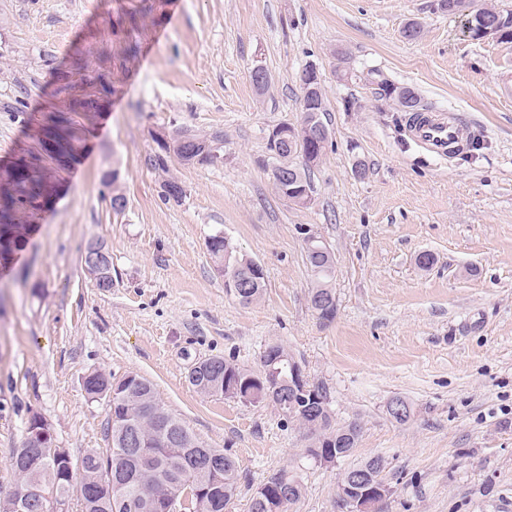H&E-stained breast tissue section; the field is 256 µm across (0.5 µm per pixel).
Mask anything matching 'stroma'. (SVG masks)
Wrapping results in <instances>:
<instances>
[{
    "label": "stroma",
    "mask_w": 512,
    "mask_h": 512,
    "mask_svg": "<svg viewBox=\"0 0 512 512\" xmlns=\"http://www.w3.org/2000/svg\"><path fill=\"white\" fill-rule=\"evenodd\" d=\"M143 0H0V168L37 146L58 108L56 76L72 56L97 67L119 53L112 16ZM137 56L113 65L104 108L86 120L81 153L53 203L26 223L0 265V497L12 455L40 413L78 459L107 448V400L83 377L136 373L205 447L240 464L232 512L281 470L302 484L288 512H342V474L383 457L381 512H512V43L474 40L438 0H154ZM420 23L418 39L402 36ZM316 64L332 144L298 206L275 193L267 139L300 123V75ZM268 74L265 90L251 80ZM459 120L478 151L425 154L395 98L372 73ZM224 135L223 162L170 167L185 190L164 203L146 164L161 130ZM366 165L356 177V160ZM117 170L126 197L101 181ZM221 234L266 272L240 303L207 250ZM335 257L336 316L313 310L307 235ZM104 243L117 280L95 288L81 257ZM433 262L420 267L417 258ZM283 344L324 383L336 423L358 422L353 453L332 465L269 405L205 397L191 366L220 356L258 370ZM412 407L391 419L389 399Z\"/></svg>",
    "instance_id": "stroma-1"
}]
</instances>
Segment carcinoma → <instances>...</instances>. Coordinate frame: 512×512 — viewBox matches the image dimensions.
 I'll use <instances>...</instances> for the list:
<instances>
[{
	"mask_svg": "<svg viewBox=\"0 0 512 512\" xmlns=\"http://www.w3.org/2000/svg\"><path fill=\"white\" fill-rule=\"evenodd\" d=\"M448 14L466 13L467 18L484 17L497 22L496 39L512 42V10H499L494 6L475 7L474 0H440ZM153 6L122 12L112 21V33L125 36L121 62L134 58L140 49L138 35L141 20ZM302 90H311L310 98H302V120L294 127L297 135L289 140H267L269 159L275 166H288L290 186L314 193L310 172L325 155L329 141L316 143L300 138L298 131L309 122V111L315 109L319 120H324L328 108L322 91L321 77H311L308 70L300 76ZM112 83V54L103 50L99 54L98 69L88 70L83 59L71 61L67 70L57 75L56 95L62 98V108L51 112L41 123V129L54 133L61 152L74 160L81 148L83 126L75 117L86 112H98L104 106ZM172 147L159 146V152L148 158L147 164L156 171L167 173L177 160L185 164H214L221 158L218 145L224 134L215 132L200 136L178 127L170 132ZM63 166L47 153L43 145L29 151L20 163L0 170V184L7 192L0 197V242L9 240L17 249L25 233L24 218L49 207L57 189V173ZM104 184L112 189V209L122 211L126 200L118 185L114 171L103 174ZM163 202H178L184 195L181 184L173 177L160 185ZM208 251L217 271L224 276L240 279L252 272L256 261L227 255L224 236L214 234L208 239ZM305 259L312 273L314 286L310 301L319 317L330 320L336 314V300L330 281L335 259L331 250L306 248ZM266 286V278L254 277L248 291L237 296L245 304L258 300ZM208 366L198 375L188 374V383L201 395L220 396L244 404L268 405V388L263 386L265 370L257 372L241 368L221 357L206 359ZM127 393L108 420L109 448L91 450L83 456L82 479L74 485L62 482L57 492H76L80 512H130L127 502L140 504V512H154L153 496L165 492L181 497L185 490L193 491L191 506L184 512H224L239 493V464L230 455L216 448H204L177 417L161 404L152 383L138 374L128 375ZM273 404V403H271ZM283 424L296 426L306 432L310 447L328 453L340 451L351 454L360 437L361 427L355 421L345 425L333 423L330 412H321L313 403L310 393L299 391L290 404H273ZM152 462L153 473L142 474L140 459ZM45 465L28 472L15 470L17 484L32 480L54 482L55 474L49 454H43ZM121 476L122 487L107 495L94 488L95 475L105 464ZM288 472L279 471L267 478L253 493L249 512H286L281 498L292 493L301 496L302 485L288 489Z\"/></svg>",
	"mask_w": 512,
	"mask_h": 512,
	"instance_id": "1",
	"label": "carcinoma"
}]
</instances>
